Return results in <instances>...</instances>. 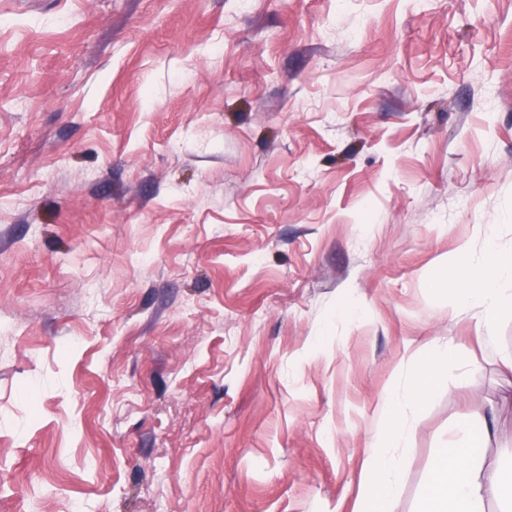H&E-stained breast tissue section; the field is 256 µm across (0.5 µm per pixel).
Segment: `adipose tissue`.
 <instances>
[{
    "label": "adipose tissue",
    "mask_w": 512,
    "mask_h": 512,
    "mask_svg": "<svg viewBox=\"0 0 512 512\" xmlns=\"http://www.w3.org/2000/svg\"><path fill=\"white\" fill-rule=\"evenodd\" d=\"M453 277L460 285V300L477 299L481 322L492 329L504 301L512 298V251L491 250L483 259L455 268ZM453 354L449 344L427 346L419 366L408 376L406 392L379 400L376 410L383 428L364 465L363 492L355 512H397L402 469L395 451L406 443V410L423 405L442 384ZM493 433L483 408L455 427L451 446L443 450L426 483L418 512H483L486 499H512V476L491 477L485 472L480 449Z\"/></svg>",
    "instance_id": "adipose-tissue-1"
}]
</instances>
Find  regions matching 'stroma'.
<instances>
[{"label": "stroma", "instance_id": "stroma-1", "mask_svg": "<svg viewBox=\"0 0 512 512\" xmlns=\"http://www.w3.org/2000/svg\"><path fill=\"white\" fill-rule=\"evenodd\" d=\"M512 247V0H0V512H399L494 407L449 273ZM419 366L408 375L405 394L393 393L376 406L383 428L375 440L362 476L363 492L354 512H397V494L402 469L395 448H405V413L408 407H420L443 382L448 358L454 355L450 342L426 345Z\"/></svg>", "mask_w": 512, "mask_h": 512}]
</instances>
